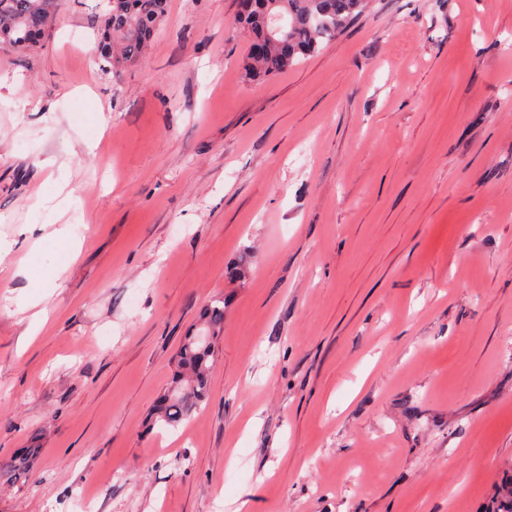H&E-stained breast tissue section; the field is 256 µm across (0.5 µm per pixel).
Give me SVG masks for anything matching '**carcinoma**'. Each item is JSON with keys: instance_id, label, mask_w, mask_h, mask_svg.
I'll return each mask as SVG.
<instances>
[{"instance_id": "cac0c4a2", "label": "carcinoma", "mask_w": 512, "mask_h": 512, "mask_svg": "<svg viewBox=\"0 0 512 512\" xmlns=\"http://www.w3.org/2000/svg\"><path fill=\"white\" fill-rule=\"evenodd\" d=\"M54 0H0V44L14 40L13 49L37 46L51 21ZM98 34L99 57L116 67L141 59L147 43L166 12V0H103ZM365 8V0H253L236 22L252 36L243 69L251 79L274 77L301 59L317 54L323 41L336 36ZM203 329L184 337L176 355L177 374L158 398L151 420L176 428L190 419L211 389L215 347L224 332V302L203 314ZM40 449L27 448L6 464L13 481L22 482Z\"/></svg>"}]
</instances>
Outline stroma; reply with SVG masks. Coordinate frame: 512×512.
I'll return each instance as SVG.
<instances>
[{
  "mask_svg": "<svg viewBox=\"0 0 512 512\" xmlns=\"http://www.w3.org/2000/svg\"><path fill=\"white\" fill-rule=\"evenodd\" d=\"M100 2L0 49V459L41 450L0 512H486L512 473V0H367L264 81L237 0H167L116 70ZM218 300L208 401L152 424Z\"/></svg>",
  "mask_w": 512,
  "mask_h": 512,
  "instance_id": "1",
  "label": "stroma"
}]
</instances>
